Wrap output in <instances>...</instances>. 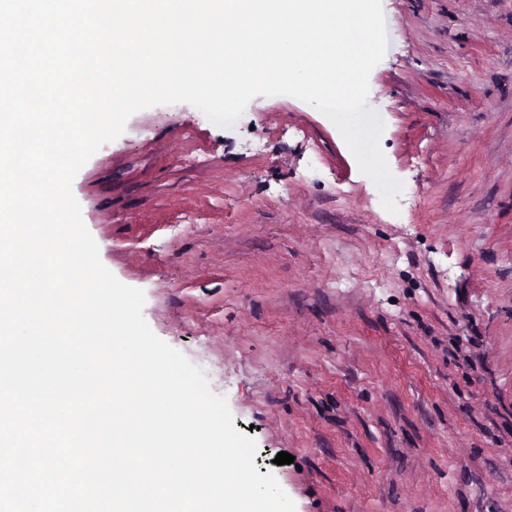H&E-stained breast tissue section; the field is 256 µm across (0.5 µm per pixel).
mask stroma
<instances>
[{"mask_svg":"<svg viewBox=\"0 0 512 512\" xmlns=\"http://www.w3.org/2000/svg\"><path fill=\"white\" fill-rule=\"evenodd\" d=\"M382 3L398 214L285 95L138 112L73 193L296 512H512V0Z\"/></svg>","mask_w":512,"mask_h":512,"instance_id":"35a3bbf8","label":"stroma"}]
</instances>
